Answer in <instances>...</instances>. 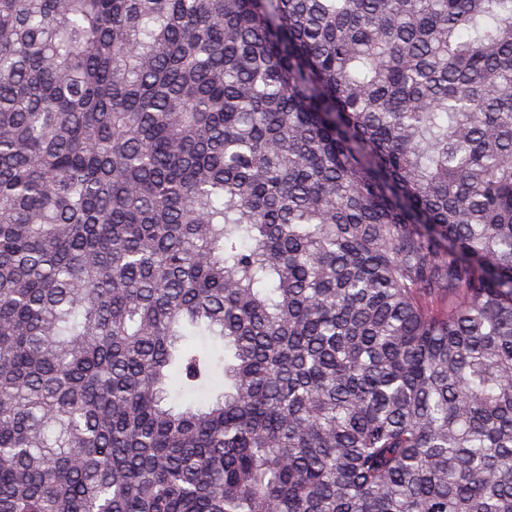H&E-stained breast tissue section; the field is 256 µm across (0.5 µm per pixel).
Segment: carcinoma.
<instances>
[{"label":"carcinoma","mask_w":512,"mask_h":512,"mask_svg":"<svg viewBox=\"0 0 512 512\" xmlns=\"http://www.w3.org/2000/svg\"><path fill=\"white\" fill-rule=\"evenodd\" d=\"M0 512H512V0H0Z\"/></svg>","instance_id":"carcinoma-1"}]
</instances>
